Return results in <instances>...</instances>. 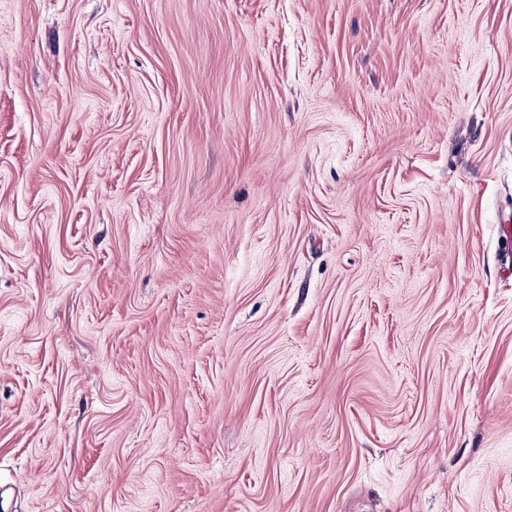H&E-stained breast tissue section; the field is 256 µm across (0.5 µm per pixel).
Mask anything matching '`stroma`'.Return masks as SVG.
Instances as JSON below:
<instances>
[{
  "label": "stroma",
  "mask_w": 512,
  "mask_h": 512,
  "mask_svg": "<svg viewBox=\"0 0 512 512\" xmlns=\"http://www.w3.org/2000/svg\"><path fill=\"white\" fill-rule=\"evenodd\" d=\"M0 512H512V0H0Z\"/></svg>",
  "instance_id": "stroma-1"
}]
</instances>
